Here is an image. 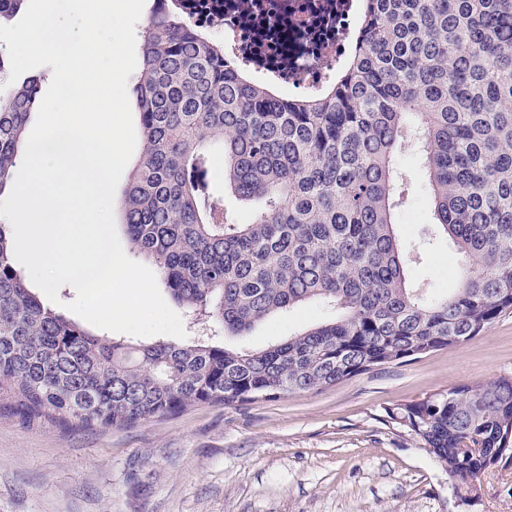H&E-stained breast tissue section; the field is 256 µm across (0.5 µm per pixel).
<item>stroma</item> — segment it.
Masks as SVG:
<instances>
[{"instance_id":"obj_1","label":"stroma","mask_w":512,"mask_h":512,"mask_svg":"<svg viewBox=\"0 0 512 512\" xmlns=\"http://www.w3.org/2000/svg\"><path fill=\"white\" fill-rule=\"evenodd\" d=\"M404 235L433 222L416 154L402 153ZM454 253L437 241L414 272L451 288ZM308 304L257 323L263 348L323 320ZM512 376V313L465 343L377 367L319 392L199 404L133 428L67 431L0 415V512H512V458L457 493L388 409L461 384Z\"/></svg>"}]
</instances>
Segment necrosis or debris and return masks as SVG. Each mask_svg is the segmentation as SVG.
<instances>
[{
    "label": "necrosis or debris",
    "mask_w": 512,
    "mask_h": 512,
    "mask_svg": "<svg viewBox=\"0 0 512 512\" xmlns=\"http://www.w3.org/2000/svg\"><path fill=\"white\" fill-rule=\"evenodd\" d=\"M226 21L212 34L255 83L283 95L318 96L346 61L361 0H221Z\"/></svg>",
    "instance_id": "4bbe7bcc"
}]
</instances>
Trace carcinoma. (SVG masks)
<instances>
[{
    "mask_svg": "<svg viewBox=\"0 0 512 512\" xmlns=\"http://www.w3.org/2000/svg\"><path fill=\"white\" fill-rule=\"evenodd\" d=\"M26 0H0V23ZM360 40L319 97L284 99L224 64L179 0H153L137 101L144 149L122 200L133 251L195 316L187 344L109 340L46 308L0 223V409L26 425L134 427L196 404L312 392L457 346L512 310V0H365ZM45 72L0 93V195ZM457 288L415 287L397 232L409 137ZM223 151L224 189L209 179ZM254 203L242 224L224 195ZM328 317L262 349L217 345L303 304ZM388 417L454 487L507 455L512 377Z\"/></svg>",
    "mask_w": 512,
    "mask_h": 512,
    "instance_id": "obj_1",
    "label": "carcinoma"
}]
</instances>
